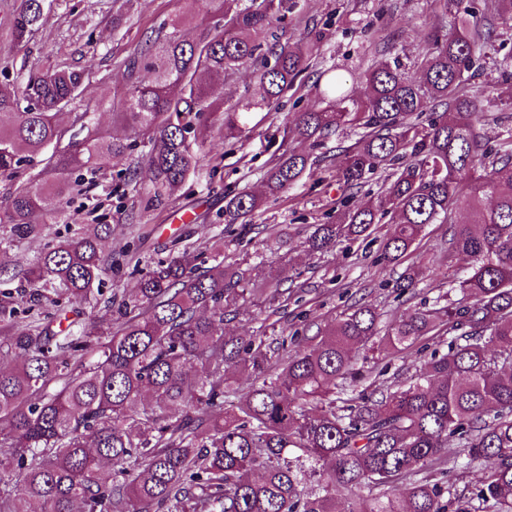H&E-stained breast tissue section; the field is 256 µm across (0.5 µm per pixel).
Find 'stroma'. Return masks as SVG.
Instances as JSON below:
<instances>
[{"mask_svg": "<svg viewBox=\"0 0 512 512\" xmlns=\"http://www.w3.org/2000/svg\"><path fill=\"white\" fill-rule=\"evenodd\" d=\"M18 4L19 0H0V83L20 88L29 73L49 67L82 72V101L98 105V128L131 145L125 157L114 161L111 172L99 176L93 189L71 197L72 207L82 210L86 223L111 225L112 272L104 278L102 295L82 303L61 301L56 328L74 322L99 336L106 298L131 293L148 266L187 247L209 256L223 252L225 264L244 279L260 278L284 292L279 304L263 311L242 305L236 317L224 323L230 336L313 337L324 334L358 304L372 307L381 323L388 324L432 308L439 296L460 299L453 283L462 277V269L446 264L451 236L447 224L428 225L413 251L389 266L382 263L377 242L345 241L324 251L309 249L315 225L335 220L343 203L366 205L378 189L373 179L349 198L336 179L342 152L357 140V130L336 133L318 149L317 177H325V184L302 178L249 217L247 225L224 220L226 192L260 191L280 146L307 151L306 143L285 136V122L311 106L321 72L332 71L350 82L396 57L409 75H416L415 64L431 48L435 34L455 24V10H441L437 0H297L275 35H262L261 40L266 43L275 36L283 44L313 42L309 69L284 94L277 110L256 111L255 130L238 141L225 142L218 122L207 114L200 117L207 161L181 188L157 199L142 163L147 151L142 136L115 124L110 110L114 97L127 86L122 61L173 15L183 16V34L191 39L199 22L216 25L223 21V13L206 0H54L28 46L18 47L11 28ZM508 53H512V15L504 13L494 18L480 74L467 80L483 109L494 117L483 131L489 149L512 128V105L500 94L499 65ZM131 170L138 174L134 185L127 181ZM407 273L414 274L415 286L398 293L394 283ZM448 341L446 329L440 327L399 355L367 346L356 349L365 374L360 391L368 395L409 377L431 353L447 352ZM484 477V467L468 464L465 456L447 464L440 480L448 489L450 512L460 506L473 512L478 508L473 494Z\"/></svg>", "mask_w": 512, "mask_h": 512, "instance_id": "1", "label": "stroma"}]
</instances>
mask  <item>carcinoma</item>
Here are the masks:
<instances>
[{"instance_id":"obj_1","label":"carcinoma","mask_w":512,"mask_h":512,"mask_svg":"<svg viewBox=\"0 0 512 512\" xmlns=\"http://www.w3.org/2000/svg\"><path fill=\"white\" fill-rule=\"evenodd\" d=\"M224 30L206 28L194 40L174 18L129 54L134 77L115 117L148 139L146 166L154 197L177 190L202 162L203 144L191 136L204 111L224 126V141L239 139L251 110L274 109L309 67L313 47L263 45L293 0H222ZM53 0H20L13 18L18 46L29 42ZM486 43L474 13L461 12L419 62V76L394 60L359 78L355 96L340 77L315 86V100L293 119L295 136L316 147L346 128L361 129L343 150L336 179L348 190L380 173L376 201L344 207L336 220L315 225L309 247L321 251L357 241L389 213L384 264L407 255L429 224L451 223L457 208L468 222L452 227L448 258L470 269L457 288L472 298L416 311L379 328L380 315L357 305L317 342L291 337L295 351L270 364L263 336L224 333V319L247 301L240 275L204 252L184 249L155 262L139 288L108 319L109 335L94 344L70 330L50 335L46 294L83 302L112 270L102 242L112 225L88 232L70 195L130 150L105 137L94 113L76 112L78 139L58 123V111L80 99L84 75L63 67L27 76L23 94L0 84V178L13 182L0 223L10 238L41 234L45 212L77 224L76 235L48 241L15 272L26 284L29 309L0 293V334L15 357L0 367V483L13 495L0 512H448L447 490L427 472L463 448L469 463L487 468L474 496L494 512H512V131L494 149L482 148L488 121L464 72L476 68ZM260 64V99L224 106L214 86L240 68ZM437 118L423 126V113ZM451 112L448 120L438 112ZM316 175L304 153H284L267 173L265 192L226 195L230 223L258 211L303 176ZM53 187L55 205L33 182ZM463 330L448 351L432 354L418 371L380 391L337 399L362 376L353 349L371 345L403 353L440 324ZM259 382L235 409L237 393L224 364ZM151 395L155 405L138 407ZM9 452L3 453L1 449ZM413 476L399 497L393 485ZM350 492L336 508V488Z\"/></svg>"}]
</instances>
